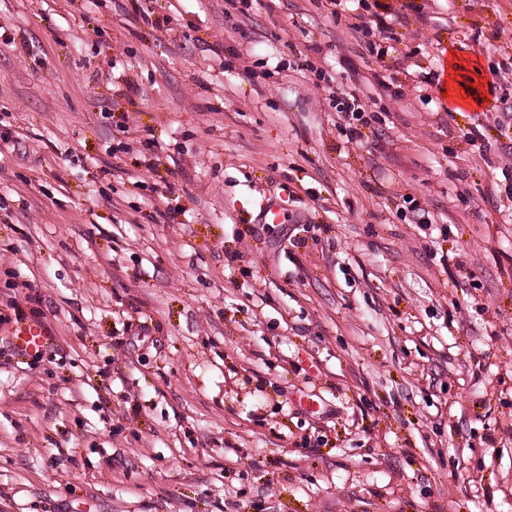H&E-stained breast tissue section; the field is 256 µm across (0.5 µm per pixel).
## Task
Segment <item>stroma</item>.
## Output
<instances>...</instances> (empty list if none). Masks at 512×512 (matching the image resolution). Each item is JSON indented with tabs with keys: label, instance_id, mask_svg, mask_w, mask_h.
I'll list each match as a JSON object with an SVG mask.
<instances>
[{
	"label": "stroma",
	"instance_id": "1",
	"mask_svg": "<svg viewBox=\"0 0 512 512\" xmlns=\"http://www.w3.org/2000/svg\"><path fill=\"white\" fill-rule=\"evenodd\" d=\"M413 1L0 0V512H512V0ZM13 334L17 338L18 348L28 354L38 353L51 344V337L40 324L21 326Z\"/></svg>",
	"mask_w": 512,
	"mask_h": 512
}]
</instances>
